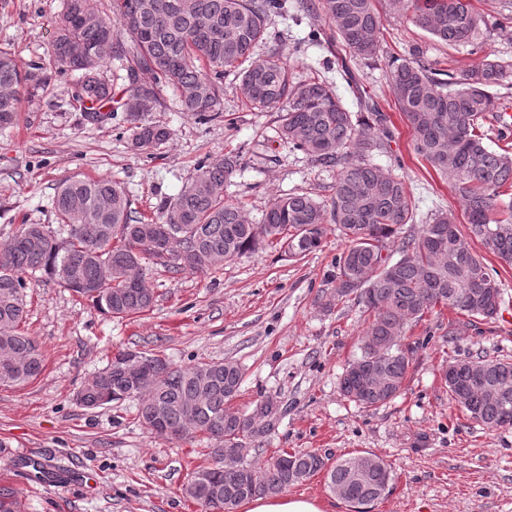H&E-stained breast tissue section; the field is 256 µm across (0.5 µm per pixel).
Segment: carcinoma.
I'll return each instance as SVG.
<instances>
[{"mask_svg":"<svg viewBox=\"0 0 512 512\" xmlns=\"http://www.w3.org/2000/svg\"><path fill=\"white\" fill-rule=\"evenodd\" d=\"M51 62L60 72L79 74L75 99L94 121L110 118L96 103L112 99L104 76L108 60L125 62L127 95L117 101L130 124L133 145L144 152L169 142L170 129L143 120L163 105L169 88L180 109L200 120L219 117L224 74L238 72L237 89L252 109L281 112L277 137L317 166L337 169L330 202L309 193L276 196L262 222L253 224L244 207L226 198L224 187L241 168L237 154L201 163L179 193L152 219L132 216L126 188L109 178L69 176L52 200L57 225L22 224L0 246V387L24 385L44 370V354L22 330L26 276L44 272L103 313L123 318L150 309L155 296L146 270L206 275L251 249L267 245L290 257L319 250L333 224L347 242L331 276L336 296L354 297L367 313L359 354L340 377V391L364 408L384 405L405 387L415 347L407 331L436 308L457 310L475 321L495 318L485 310L483 289L499 287L480 244L512 264V152L492 148L483 121L493 116L507 138L504 109L492 89L505 66L495 60L473 67L459 80L436 77L425 63L403 62L388 78L395 105L412 132L413 151L461 200L466 231L439 213L417 224V205L399 166L380 167L366 153L392 138L387 116L375 102H360L371 115L354 119L335 84L311 78L293 82L280 51L253 62L268 38L274 16L288 8L316 14L327 23L328 43L341 44L336 62L352 92H359L351 65L378 57L381 16L378 0H62ZM397 11L450 46L479 45L481 28L500 26L477 13L471 0H390ZM40 66L24 64L0 50V129L16 123L25 92L46 86ZM112 226L104 243L95 225ZM399 257L386 253V240L403 226ZM140 359L154 383L136 386L126 358ZM450 402L490 429L512 427V362L482 351L442 367ZM243 368L225 361L177 366L156 353L119 350L78 392L94 409L138 400L137 419L157 437L214 440L210 460L183 488L207 512H235L244 501L274 496L324 473L330 493L359 508L386 497L392 466L375 454L336 461L315 450H279L263 466L248 459L257 436L280 421L266 400L249 414L231 402L240 392Z\"/></svg>","mask_w":512,"mask_h":512,"instance_id":"1","label":"carcinoma"}]
</instances>
